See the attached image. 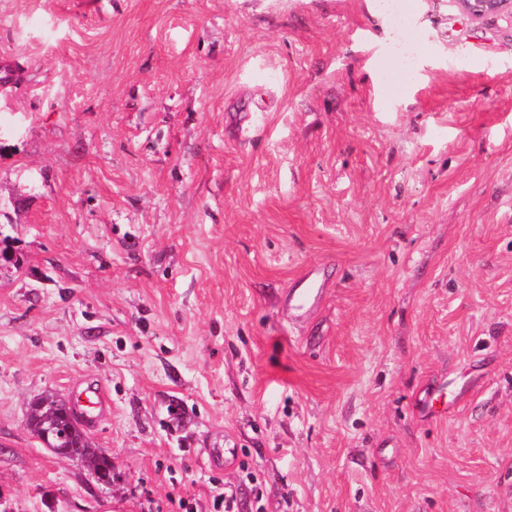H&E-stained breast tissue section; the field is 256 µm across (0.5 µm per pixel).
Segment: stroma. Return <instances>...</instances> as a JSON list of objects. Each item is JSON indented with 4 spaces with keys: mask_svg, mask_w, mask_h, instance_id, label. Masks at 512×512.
I'll return each mask as SVG.
<instances>
[{
    "mask_svg": "<svg viewBox=\"0 0 512 512\" xmlns=\"http://www.w3.org/2000/svg\"><path fill=\"white\" fill-rule=\"evenodd\" d=\"M403 8L0 0L7 512H512V20ZM74 406L83 423L95 424L105 409L104 394L100 388L84 391L77 396ZM41 405L35 409L36 414L30 420V427L37 436H46L48 439L47 448H67L68 445L78 442L84 443L86 452L98 454L100 464L108 465L105 455L98 448H92L87 436L80 427L77 417L63 404L57 403L50 398L41 399L36 402ZM91 451V452H90ZM94 470L97 479L107 482L108 478H103L102 470L98 461L84 459Z\"/></svg>",
    "mask_w": 512,
    "mask_h": 512,
    "instance_id": "obj_1",
    "label": "stroma"
}]
</instances>
